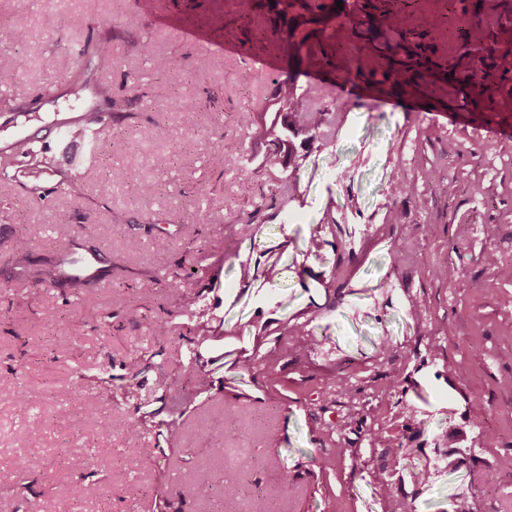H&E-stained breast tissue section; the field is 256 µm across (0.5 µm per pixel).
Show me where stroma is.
<instances>
[{
  "instance_id": "stroma-1",
  "label": "stroma",
  "mask_w": 512,
  "mask_h": 512,
  "mask_svg": "<svg viewBox=\"0 0 512 512\" xmlns=\"http://www.w3.org/2000/svg\"><path fill=\"white\" fill-rule=\"evenodd\" d=\"M236 2L0 0V74L11 77L0 152L22 128L107 111L111 95L129 100L128 118L76 174L71 194L50 176L40 199L0 184V512H157L163 497L169 512H250L249 500L225 502L221 485L199 494L193 472L230 468L246 486L260 459L288 479L272 492L276 512H387L383 449L372 443L384 412L363 408L385 388L410 424L388 448L399 454L396 487L409 512H449L460 495L471 512H512V0H407L404 15L418 27L409 43L388 27L343 31L336 51L354 65L402 61L413 44L428 70L419 84L376 94L348 75L349 98L336 93V70L320 69L310 94L337 106L291 175L264 165L267 142L241 138L273 88L275 74L259 60L282 48L270 30L222 28ZM97 18L112 46L105 65L83 52ZM20 27L26 39L11 40ZM185 27L204 42L183 38ZM228 39L242 54L224 53ZM174 56L187 64L176 85L167 80ZM19 57L28 70L15 77ZM85 67L94 84L77 97L69 77ZM477 68L492 93L461 92L457 76ZM369 93L378 109H367ZM218 131L238 159L221 170L209 162ZM132 156L153 195L126 178ZM396 169L417 181L418 195H391ZM390 200L403 224L369 241L337 280L344 241L323 223L342 217L357 234L385 219ZM182 204L183 231L158 251L157 234ZM256 208L260 229L239 235L240 217ZM293 210L306 222L290 223ZM132 235L141 241L134 253ZM20 236L31 245L22 269L12 255ZM277 245L283 253L267 279L239 286L240 263ZM91 246L100 262H89ZM68 253L97 272L92 287L75 294L33 279L45 260ZM490 253L498 263H486ZM176 263L206 288L196 319L219 337L163 386L157 362H191V349L167 287L148 281ZM443 267L454 280L441 278ZM129 310L136 320L123 329L105 320ZM295 316L307 323L304 352L268 370L273 338ZM109 376L139 398L106 393ZM228 412L245 439H225ZM103 417L111 435L99 431ZM135 417L147 434L131 431ZM479 420L487 432L469 448L470 464L437 467L435 437L473 435ZM173 421L184 427L180 449L167 440ZM269 432L276 444L266 448ZM87 474L96 495L73 498L72 481Z\"/></svg>"
}]
</instances>
